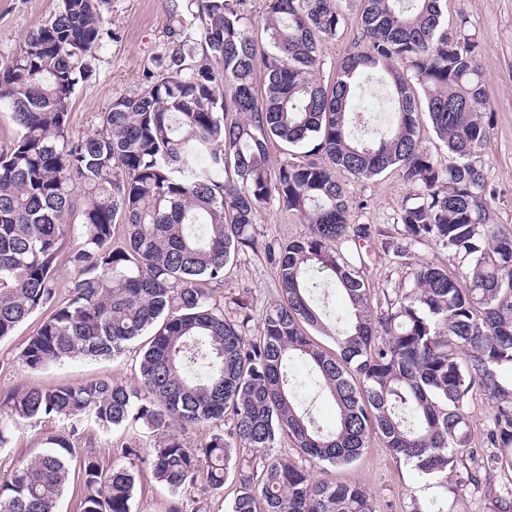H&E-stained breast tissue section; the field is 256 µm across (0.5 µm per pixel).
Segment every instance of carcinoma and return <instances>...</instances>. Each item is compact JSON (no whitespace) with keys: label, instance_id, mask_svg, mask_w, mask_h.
Returning a JSON list of instances; mask_svg holds the SVG:
<instances>
[{"label":"carcinoma","instance_id":"obj_1","mask_svg":"<svg viewBox=\"0 0 512 512\" xmlns=\"http://www.w3.org/2000/svg\"><path fill=\"white\" fill-rule=\"evenodd\" d=\"M105 2L61 0L0 69V111L18 127L0 145V338L48 311L19 356L32 370L115 359L150 340L136 386L102 379L0 394V448L24 422L67 429L0 475V512H56L74 461L82 512H131L141 464L172 495L169 512H201L198 491L224 488L231 463V512H376L360 483L319 479L306 465H349L373 436L423 476L478 488L493 471L512 473V233L486 208L494 190L480 154L491 116L467 20L448 30L445 0H363L362 46L325 85L314 72L341 25L337 0H265L250 27L238 0H194L200 39L182 36L173 12L181 40L161 70L75 140L69 107L102 43ZM370 81L390 102L379 127L354 106ZM417 85L446 163L422 145ZM273 139L309 147L307 159L272 168ZM337 168L357 179L397 171L409 187L400 229L350 222ZM77 197L76 227L67 217ZM272 200L309 233L263 239L257 217ZM70 237L80 239L68 257L77 277L61 301L55 268ZM343 243L347 257L336 251ZM421 243L447 251L453 271L418 263L411 287L373 304L362 266L374 245L410 258ZM247 250L276 267L281 288L254 334L248 296L224 279ZM327 280L347 304L340 325L316 305ZM295 357L334 403L333 427L303 408ZM477 393L492 402L482 445L494 452L480 460L465 411ZM87 422L139 433L106 468L74 444ZM177 426L212 433L192 448ZM284 441L297 457L273 453ZM490 496V512H512V478Z\"/></svg>","mask_w":512,"mask_h":512}]
</instances>
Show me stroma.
<instances>
[{
	"mask_svg": "<svg viewBox=\"0 0 512 512\" xmlns=\"http://www.w3.org/2000/svg\"><path fill=\"white\" fill-rule=\"evenodd\" d=\"M60 0H0V67L20 52L27 33L49 20ZM342 23L337 35L322 44L316 77L330 84L336 79L344 56L353 51L361 32L362 0H338ZM179 11L184 31L199 38L202 22L188 0H106L101 7L103 42L89 60L90 75L81 82L69 108V133L80 138L95 131L99 115L113 100L140 92L148 77L157 72V61L170 54L177 40L170 33V15ZM467 20L478 42L477 61L485 80L492 123L483 151L485 171L495 186L489 208L495 223L512 229V0H446L445 22L456 27ZM336 178L349 197L351 220L396 231L400 207L409 189L396 171L370 179H354L344 171ZM266 239L287 242L308 234L309 223L301 216L270 203L258 219ZM447 263L448 254L433 244L414 249L412 260H398L384 253L370 256L364 270L373 302L384 301L393 288L410 286L412 261ZM232 285L248 288L253 316L261 318L266 308L279 300L278 272L263 257L242 253L225 269ZM44 317L36 312L20 323L10 336L0 339V394L21 387L49 388L115 377L132 384L137 376L139 345H132L115 360L76 358L33 371L23 367L18 356L29 336ZM298 393L322 426L333 425L336 409L331 400L307 375L306 366L293 362ZM59 422H31L13 432L8 447L0 448V473L12 470L24 458L42 452L48 436L60 433ZM330 478L357 481L372 495L376 512H487L491 486L505 482L496 473L491 484L450 487L445 481L422 476L413 464L394 457L378 438L352 465L329 470ZM172 497L160 488L146 466H139L132 512H169Z\"/></svg>",
	"mask_w": 512,
	"mask_h": 512,
	"instance_id": "1",
	"label": "stroma"
}]
</instances>
